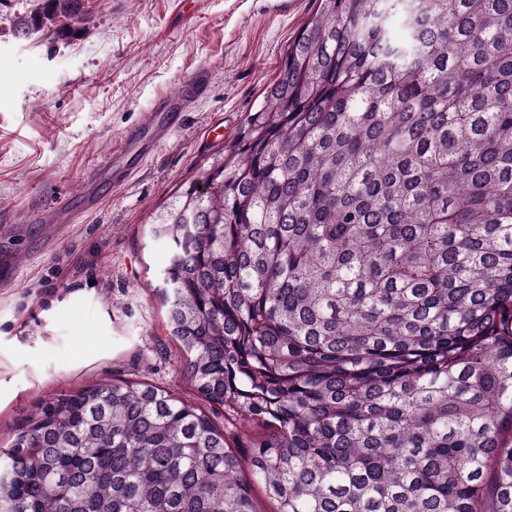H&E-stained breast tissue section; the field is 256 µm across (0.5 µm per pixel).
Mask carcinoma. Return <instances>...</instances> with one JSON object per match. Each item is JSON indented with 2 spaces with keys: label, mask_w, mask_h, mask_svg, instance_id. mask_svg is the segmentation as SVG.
I'll return each instance as SVG.
<instances>
[{
  "label": "carcinoma",
  "mask_w": 512,
  "mask_h": 512,
  "mask_svg": "<svg viewBox=\"0 0 512 512\" xmlns=\"http://www.w3.org/2000/svg\"><path fill=\"white\" fill-rule=\"evenodd\" d=\"M319 2L150 225L188 377L267 432L90 384L0 451V512H512V0Z\"/></svg>",
  "instance_id": "cac0c4a2"
}]
</instances>
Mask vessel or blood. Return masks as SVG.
<instances>
[{"instance_id":"b4317fda","label":"vessel or blood","mask_w":512,"mask_h":512,"mask_svg":"<svg viewBox=\"0 0 512 512\" xmlns=\"http://www.w3.org/2000/svg\"><path fill=\"white\" fill-rule=\"evenodd\" d=\"M211 84L210 71L200 68L183 81L178 92L158 95L152 107L140 114L135 129L100 157L79 191V205L50 208L42 213L39 222L44 226L47 242H56L66 235L71 225L81 223L83 216L96 207L98 187L102 181H112L116 186L126 182L156 149L181 128L186 112L208 96Z\"/></svg>"}]
</instances>
